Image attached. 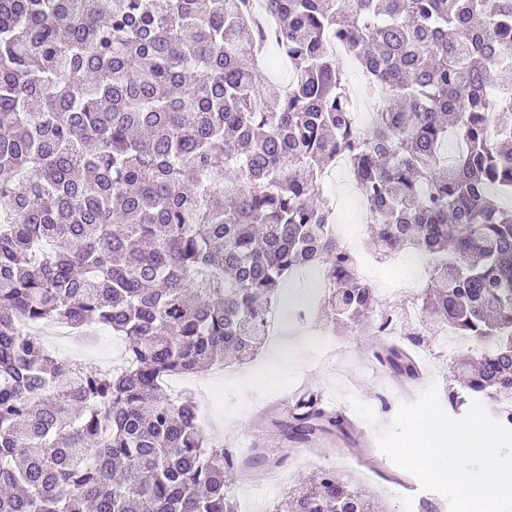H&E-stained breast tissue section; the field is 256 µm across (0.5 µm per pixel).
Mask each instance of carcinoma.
<instances>
[{"instance_id": "cac0c4a2", "label": "carcinoma", "mask_w": 512, "mask_h": 512, "mask_svg": "<svg viewBox=\"0 0 512 512\" xmlns=\"http://www.w3.org/2000/svg\"><path fill=\"white\" fill-rule=\"evenodd\" d=\"M0 0V512H237L236 469L189 391L265 338L296 270L319 266L342 321L379 298L329 234L336 158L367 205L365 248L428 263L424 318L487 349L464 381L512 428V0ZM347 43L380 104L358 123L328 48ZM292 81L271 107L256 49ZM462 150H457L458 144ZM105 327L124 365L61 359L34 332ZM396 371L413 351L385 350ZM295 404L301 442L340 427ZM314 473L285 512H367Z\"/></svg>"}]
</instances>
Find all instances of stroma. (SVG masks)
Segmentation results:
<instances>
[{"label": "stroma", "instance_id": "1", "mask_svg": "<svg viewBox=\"0 0 512 512\" xmlns=\"http://www.w3.org/2000/svg\"><path fill=\"white\" fill-rule=\"evenodd\" d=\"M336 201L337 214L345 224L357 226V242H364L366 231L360 230L361 211L357 208L356 188L347 171H335L326 185ZM428 278L422 262H415L412 270H399L397 276L377 275L374 288H395L399 294L392 299L390 310L400 311L406 300L425 291ZM293 295L281 298L279 312L285 338L294 342L295 348L288 354L286 365L277 369L274 376H265L263 370L269 364L271 345H263L254 361H229L222 372H211L206 378L193 381L201 410L206 418L204 428L223 441L225 447L238 448L239 444L256 443L262 456L252 459L247 480L260 482L268 464H277L283 483L276 493L263 498L262 512H272L279 500L288 496L298 484L321 468H332L337 473L370 490L382 512H448L447 502L440 494L422 490L418 480L409 472L393 463L380 451L375 439L360 435L367 424L354 411L351 401L359 399L374 411L379 426H387L395 417L405 397L396 383L401 376L382 364L377 351L391 339L375 335L374 331L352 324L335 322L323 301H309L311 282L294 280L290 283ZM317 328L339 338L344 346L338 354L323 365H316L308 344L300 343V336L308 328ZM432 366L422 367L420 387L437 383L440 400H447L451 391L458 389L454 366L462 357L459 349H451L438 337H427ZM49 347L63 358H82L97 366H105L122 352L120 338L100 332L87 343L68 338L50 342ZM352 373L355 383L351 395H337L335 416L350 421L346 430H332L318 434L310 443H302L286 436L284 426L289 420L291 402L285 401L287 392L308 386L310 394L321 395L323 389H335L337 369ZM260 372L261 378L251 400H244L238 386L241 377L250 372ZM358 452L363 465L345 463L346 453Z\"/></svg>", "mask_w": 512, "mask_h": 512}]
</instances>
